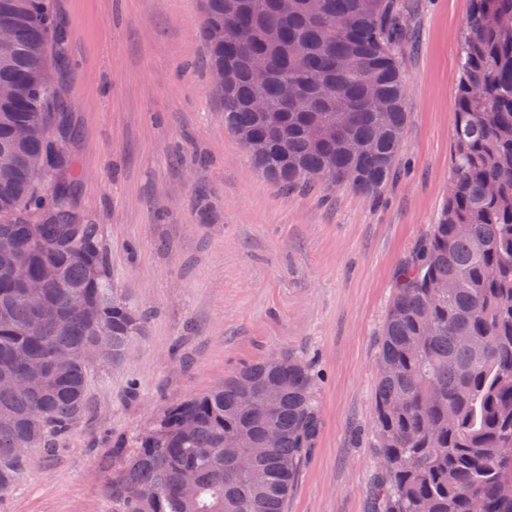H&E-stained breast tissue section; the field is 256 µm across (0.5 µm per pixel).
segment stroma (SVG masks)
I'll use <instances>...</instances> for the list:
<instances>
[{
    "instance_id": "1",
    "label": "stroma",
    "mask_w": 512,
    "mask_h": 512,
    "mask_svg": "<svg viewBox=\"0 0 512 512\" xmlns=\"http://www.w3.org/2000/svg\"><path fill=\"white\" fill-rule=\"evenodd\" d=\"M399 174L286 193L224 126L200 0H55L70 92L53 136L72 205L146 318L124 361L92 364L87 408L31 451L0 512H112L115 453L172 402L273 354L318 374L322 429L288 512H371L380 332L400 265L448 191L458 42L470 0H403Z\"/></svg>"
}]
</instances>
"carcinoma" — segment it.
Segmentation results:
<instances>
[{
  "mask_svg": "<svg viewBox=\"0 0 512 512\" xmlns=\"http://www.w3.org/2000/svg\"><path fill=\"white\" fill-rule=\"evenodd\" d=\"M202 2L224 126L268 141L253 163L288 192L378 195L407 121L398 0ZM63 54L52 0H0V240L14 243L0 251V498L28 451L79 422L86 354L121 362L144 324L74 221L71 183L48 178L69 166L48 122ZM458 66L453 190L381 329L374 512H512V0H471ZM21 270L45 277L39 295ZM316 385L285 354L171 404L112 474L116 512H288L321 432Z\"/></svg>",
  "mask_w": 512,
  "mask_h": 512,
  "instance_id": "obj_1",
  "label": "carcinoma"
}]
</instances>
